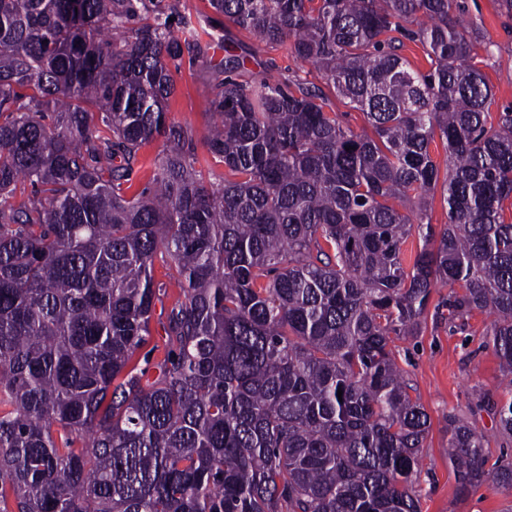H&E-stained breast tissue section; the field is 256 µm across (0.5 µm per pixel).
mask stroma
<instances>
[{"label": "stroma", "mask_w": 512, "mask_h": 512, "mask_svg": "<svg viewBox=\"0 0 512 512\" xmlns=\"http://www.w3.org/2000/svg\"><path fill=\"white\" fill-rule=\"evenodd\" d=\"M175 21L190 19L200 34V54L183 57L172 76L176 92L169 101V117L193 135L197 166L212 183L224 180V166L207 152L203 140L213 122L211 85L224 46L234 42L252 62L264 64L273 78L321 84L318 72L300 66L289 46L259 42L248 32L216 15L208 0H162ZM468 32L475 64L494 93L492 112L512 111V0H455L453 8ZM493 321L475 311L448 321L429 315L420 336L397 340L398 363L430 416L423 451L419 490L422 512H512V490L486 482L467 496L456 494L457 479L448 462L446 418L471 422L485 437L490 462L512 463V438L498 430L493 409L512 398L494 353L488 331Z\"/></svg>", "instance_id": "35a3bbf8"}]
</instances>
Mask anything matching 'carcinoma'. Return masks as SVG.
<instances>
[{
	"mask_svg": "<svg viewBox=\"0 0 512 512\" xmlns=\"http://www.w3.org/2000/svg\"><path fill=\"white\" fill-rule=\"evenodd\" d=\"M209 4L291 43L371 132L319 87L238 80L229 50L204 141L216 187L168 117L190 25L155 12L128 30L133 0H0V512H422L430 417L394 338L456 285L448 319L494 315L512 378V112L492 121L454 0ZM157 259L180 294L150 378L133 360L167 293ZM495 416L512 436V398ZM448 460L461 497L512 488V464L487 467L456 417ZM164 149L161 140L152 141L141 148L139 151V163L135 166V171L132 175V188L131 192H141L148 183L150 175V165L156 156Z\"/></svg>",
	"mask_w": 512,
	"mask_h": 512,
	"instance_id": "cac0c4a2",
	"label": "carcinoma"
}]
</instances>
